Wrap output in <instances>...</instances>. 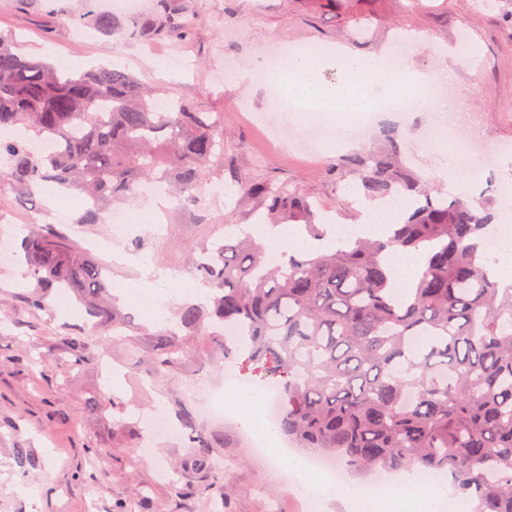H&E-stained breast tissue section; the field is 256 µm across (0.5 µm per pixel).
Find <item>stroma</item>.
Returning a JSON list of instances; mask_svg holds the SVG:
<instances>
[{
	"label": "stroma",
	"instance_id": "1",
	"mask_svg": "<svg viewBox=\"0 0 512 512\" xmlns=\"http://www.w3.org/2000/svg\"><path fill=\"white\" fill-rule=\"evenodd\" d=\"M194 17L180 40L159 36L147 42L126 32L129 16L107 0L97 11L115 15L120 25L107 35L86 27L82 0H0V30L20 38L26 51L57 62L73 61L79 70L104 64L125 70L163 97L186 100L204 112L224 115V168L213 185L228 196L193 212L170 202L164 211L160 244L132 229L124 249H154L159 267L185 269L192 250L223 238L224 227L258 223L262 199L239 180L296 189L341 225L361 217L350 201L354 188L343 161L357 148H382L379 128L395 125L408 171L448 192L437 177L445 154L432 142V111L412 107L386 112L387 92L366 99L365 112L377 125L361 145L325 144L317 157L276 146L254 125V114L273 112L263 84L224 83L225 61L252 67L268 48L288 45L344 46L368 57L388 42L412 32L408 58L415 68L444 74L457 106L454 119L466 122L493 143L512 147V22L484 0H181ZM473 47L470 58L456 50L459 32ZM186 53V68L176 71L172 56ZM50 201L43 193L0 192V241L49 232L39 219ZM25 259L0 268V512H123L136 501L137 512H296L293 490L268 462L247 448L240 426L228 419H205L186 390L190 378L223 388L230 363L215 339L179 330V352L169 367L155 364L158 332L176 321L180 298L163 294V317L144 316L131 301L117 300L124 320L103 358L79 360L68 339L89 336L76 309L61 311L55 295L31 309L26 298L38 291L26 275ZM164 410L174 425L191 418L224 462L223 480H214L188 437L153 436L149 415Z\"/></svg>",
	"mask_w": 512,
	"mask_h": 512
}]
</instances>
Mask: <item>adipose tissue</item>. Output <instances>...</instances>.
I'll use <instances>...</instances> for the list:
<instances>
[{
	"label": "adipose tissue",
	"mask_w": 512,
	"mask_h": 512,
	"mask_svg": "<svg viewBox=\"0 0 512 512\" xmlns=\"http://www.w3.org/2000/svg\"><path fill=\"white\" fill-rule=\"evenodd\" d=\"M336 65L351 85L379 84L395 86L404 81L420 89L417 106L430 107L441 112L452 111L453 106L444 98L433 95L435 83L432 75L415 70L408 63H400L397 71H389L383 65L382 55L369 59L357 58L337 45L325 46L315 57L300 54H286L266 60L265 70L277 78L288 89L291 97L304 101L335 99L342 93V86L327 85L322 81V72L329 65ZM274 259L298 251L311 252L319 247H333L340 232L330 228L323 241L309 239L301 229L283 227L264 228ZM228 414L243 428L262 438L271 449H279L280 434L275 426L267 424L261 414L257 398L249 392H233L224 398ZM347 512H440L447 490L424 480L409 481L401 485L372 491L357 483L348 485L342 491Z\"/></svg>",
	"instance_id": "ef3b65f1"
}]
</instances>
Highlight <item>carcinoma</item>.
<instances>
[{"label": "carcinoma", "instance_id": "carcinoma-1", "mask_svg": "<svg viewBox=\"0 0 512 512\" xmlns=\"http://www.w3.org/2000/svg\"><path fill=\"white\" fill-rule=\"evenodd\" d=\"M101 31L117 21L87 15ZM192 15L166 18L161 32L186 36ZM389 149L345 159L367 199L407 194L403 223L386 236L358 237L336 249L272 263L250 233L229 231L212 243L196 278L214 291V309L187 304L180 325L208 332L206 319L246 329L244 343L216 337L224 358L258 383L279 388L275 423L300 448L351 472L446 473L472 512H512V287L488 273L484 257L490 198L433 197ZM54 151L34 157L32 143ZM224 159V113L199 112L155 93L128 72L99 68L68 75L0 31V169L29 191L56 185L87 200L81 224H102L112 203L164 183L180 199L207 191L206 171ZM242 188L265 202L267 219L303 223L327 235L315 205L285 186ZM426 254L406 298L394 293L384 265L389 250ZM29 276L40 288L73 293L93 326H117L100 303L103 266L47 232L22 240ZM174 332L156 341V363L178 352ZM111 339L74 340L98 357Z\"/></svg>", "mask_w": 512, "mask_h": 512}]
</instances>
